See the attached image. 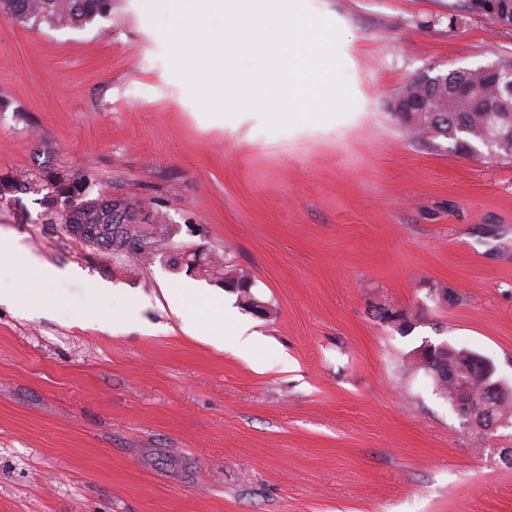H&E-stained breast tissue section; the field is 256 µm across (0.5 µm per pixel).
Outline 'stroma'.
<instances>
[{
	"label": "stroma",
	"instance_id": "stroma-1",
	"mask_svg": "<svg viewBox=\"0 0 512 512\" xmlns=\"http://www.w3.org/2000/svg\"><path fill=\"white\" fill-rule=\"evenodd\" d=\"M461 2L304 0L339 29L353 105L275 130L203 111L156 0L79 28L0 19V175L87 174L173 232L142 265L34 195L0 204V236L67 272L40 312L0 305V512H512V426L467 427L405 368L444 342L512 386V162L414 137L393 110L423 76L512 56V28ZM181 248L249 274L271 316L209 288L261 349L183 331ZM98 286L133 299L122 331L100 329Z\"/></svg>",
	"mask_w": 512,
	"mask_h": 512
}]
</instances>
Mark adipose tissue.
Returning <instances> with one entry per match:
<instances>
[{
  "mask_svg": "<svg viewBox=\"0 0 512 512\" xmlns=\"http://www.w3.org/2000/svg\"><path fill=\"white\" fill-rule=\"evenodd\" d=\"M0 252L15 257L17 261L13 271L14 286H0V304L12 303L39 309L43 300L49 298L51 285L62 277V270L34 257L21 244L13 241L0 240ZM167 295L171 308L185 318L184 331H192L190 317L196 312L205 310L217 314L219 321L210 331L209 341L214 346H221L224 334L222 319L226 315L223 299L184 284L171 286Z\"/></svg>",
  "mask_w": 512,
  "mask_h": 512,
  "instance_id": "1",
  "label": "adipose tissue"
}]
</instances>
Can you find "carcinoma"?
I'll use <instances>...</instances> for the list:
<instances>
[{"mask_svg": "<svg viewBox=\"0 0 512 512\" xmlns=\"http://www.w3.org/2000/svg\"><path fill=\"white\" fill-rule=\"evenodd\" d=\"M469 5L464 0V11L483 15L494 22L501 21L504 0H478ZM112 12V0H0V19L22 23H45L54 28L82 27L96 17ZM493 71L483 67L451 70L441 76V85L431 97V112L412 116L400 113L404 123L420 135L432 133L454 142V150L468 155L471 149L482 145L499 159H512V93L496 79V74L512 78V56H502L489 64ZM93 181L87 175L59 178L53 173L43 181L34 182L26 176L0 177V203H10L20 192L40 196L45 212L58 224H79L77 238L84 241L96 237L106 250L124 251L142 264L152 263L157 252L169 238L165 218L148 205L131 198L118 199L101 193H91ZM195 274L210 281L238 287L239 303L254 313L267 317L272 310L262 304L251 289L244 270L231 268L210 257L196 260ZM473 352L455 347L435 351V360L427 365L412 358L411 365L429 376L440 395L455 403L458 387L448 378V364L458 368L471 365Z\"/></svg>", "mask_w": 512, "mask_h": 512, "instance_id": "obj_1", "label": "carcinoma"}]
</instances>
